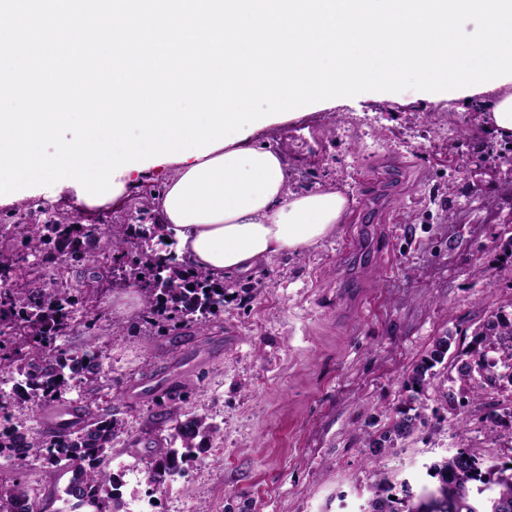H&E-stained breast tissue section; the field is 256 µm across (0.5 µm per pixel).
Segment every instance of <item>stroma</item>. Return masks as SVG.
Wrapping results in <instances>:
<instances>
[{
	"label": "stroma",
	"instance_id": "obj_1",
	"mask_svg": "<svg viewBox=\"0 0 512 512\" xmlns=\"http://www.w3.org/2000/svg\"><path fill=\"white\" fill-rule=\"evenodd\" d=\"M254 140L280 150L290 190H337L348 208L314 247L225 280L207 335L166 323L140 334L141 293L126 287L105 294L108 319L67 337L74 349L96 340L110 371L91 404L124 401L109 461L127 468L124 498L150 500L152 512H365L382 478L433 490L429 466L457 449L489 466L511 460L512 440L488 434L483 410L466 406L464 423L449 414L443 368L415 402L413 434L378 453L368 441L437 336L467 346L486 312L512 299V258L495 246L512 227V139L484 128L476 100L407 90L312 108ZM173 173L147 166L100 207L49 186L0 206V224H152ZM477 263L489 278L474 275ZM174 404L220 434L157 487L146 463ZM22 472L45 512H59L68 476L49 480L34 459Z\"/></svg>",
	"mask_w": 512,
	"mask_h": 512
}]
</instances>
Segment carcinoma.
Listing matches in <instances>:
<instances>
[{
  "label": "carcinoma",
  "instance_id": "obj_1",
  "mask_svg": "<svg viewBox=\"0 0 512 512\" xmlns=\"http://www.w3.org/2000/svg\"><path fill=\"white\" fill-rule=\"evenodd\" d=\"M12 228L20 240L15 252L0 250V384L2 376L13 382L9 391L0 389V420L8 423L0 431V458L12 465L28 458L41 461L50 475L71 474L67 495L92 507V512H122L125 501L122 471L111 470L106 462L112 439L124 427L112 410L88 411V417L69 422L61 430L45 434L12 420L24 409L46 408L60 401L70 382L95 385L107 377L95 343L73 350L63 344L74 329L88 327L102 317L101 302L93 292L73 286L61 278L48 277L63 262L80 263L85 254L98 248V259L112 269L142 276L140 320L144 331L155 327L158 319L195 324L205 328L224 308V284L192 268L175 252L161 256L158 246L167 234L162 224H115L106 234H93L82 224H28L20 221ZM512 302L483 317L464 349H452L454 336L447 332L437 337L429 352L414 365L405 381L409 399L426 390L436 377L434 368L449 364L456 376L443 392L448 412L457 417L461 400H481L490 390H504L500 376L512 368ZM512 384V376L507 378ZM489 432L512 438V428L503 429L498 411L484 417ZM421 421L419 412L404 405L395 412L387 429L370 438L369 447L409 436ZM169 433L160 440L146 466L148 482L159 485L182 471L185 459L213 438L218 427L198 416L183 417L172 409L165 413ZM493 498L512 512V460L501 465ZM480 458L460 448L445 461L430 469L436 479L438 499L420 502L418 512H491V505L471 501L472 485L486 481ZM387 489L376 484L368 512H413L412 487L401 483V496L392 500ZM30 490L21 477L0 481V512H20L30 499Z\"/></svg>",
  "mask_w": 512,
  "mask_h": 512
}]
</instances>
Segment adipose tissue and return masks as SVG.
<instances>
[{"mask_svg":"<svg viewBox=\"0 0 512 512\" xmlns=\"http://www.w3.org/2000/svg\"><path fill=\"white\" fill-rule=\"evenodd\" d=\"M346 208L334 190L290 191L281 152L246 138L179 161L156 211L191 266L219 282L316 245Z\"/></svg>","mask_w":512,"mask_h":512,"instance_id":"obj_1","label":"adipose tissue"}]
</instances>
